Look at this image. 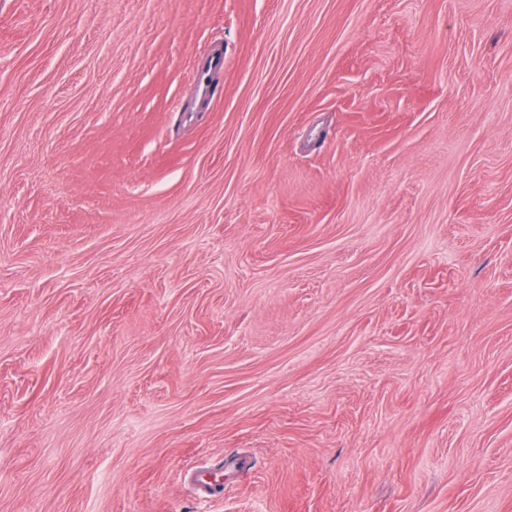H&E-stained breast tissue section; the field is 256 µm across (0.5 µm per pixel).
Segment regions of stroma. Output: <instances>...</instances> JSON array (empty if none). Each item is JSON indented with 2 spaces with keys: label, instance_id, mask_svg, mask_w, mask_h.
<instances>
[{
  "label": "stroma",
  "instance_id": "1",
  "mask_svg": "<svg viewBox=\"0 0 512 512\" xmlns=\"http://www.w3.org/2000/svg\"><path fill=\"white\" fill-rule=\"evenodd\" d=\"M0 512H512V0H0ZM224 68V51L220 47H209L199 56L193 70V79L203 97H210L209 76ZM188 488L195 499L204 502L224 495V460L218 469H190L186 473Z\"/></svg>",
  "mask_w": 512,
  "mask_h": 512
}]
</instances>
